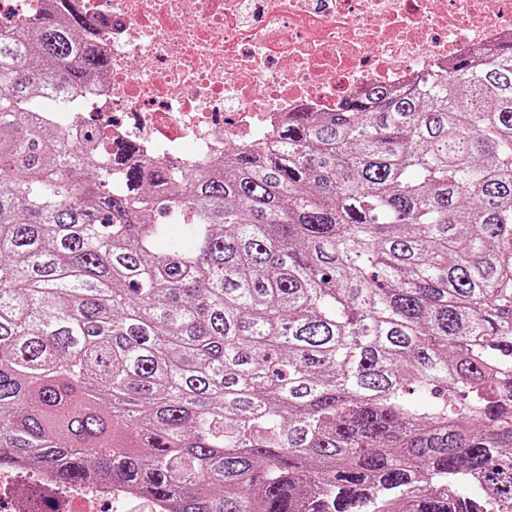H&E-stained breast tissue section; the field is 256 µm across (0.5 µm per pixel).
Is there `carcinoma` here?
I'll use <instances>...</instances> for the list:
<instances>
[{"mask_svg": "<svg viewBox=\"0 0 512 512\" xmlns=\"http://www.w3.org/2000/svg\"><path fill=\"white\" fill-rule=\"evenodd\" d=\"M92 26L0 30V467L171 512H512V42L182 171L69 134Z\"/></svg>", "mask_w": 512, "mask_h": 512, "instance_id": "1", "label": "carcinoma"}]
</instances>
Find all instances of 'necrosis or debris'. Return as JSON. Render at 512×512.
Wrapping results in <instances>:
<instances>
[{"label": "necrosis or debris", "instance_id": "obj_1", "mask_svg": "<svg viewBox=\"0 0 512 512\" xmlns=\"http://www.w3.org/2000/svg\"><path fill=\"white\" fill-rule=\"evenodd\" d=\"M112 61L79 96L104 140L202 168L265 146L289 112H331L380 83L401 90L512 41V0H84ZM134 489L48 468H0V512H110Z\"/></svg>", "mask_w": 512, "mask_h": 512}]
</instances>
